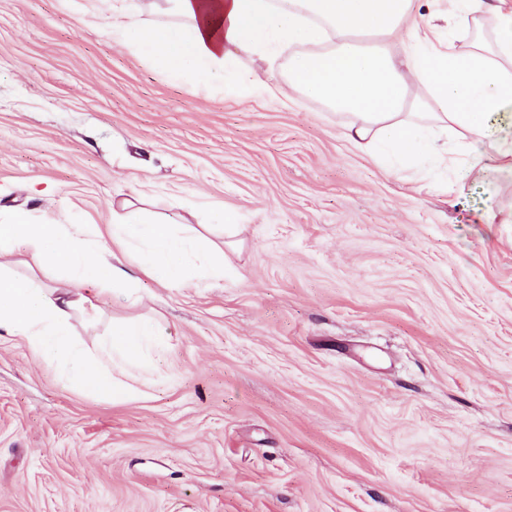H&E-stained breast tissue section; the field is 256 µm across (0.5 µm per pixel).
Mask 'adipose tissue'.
<instances>
[{
	"label": "adipose tissue",
	"instance_id": "ef3b65f1",
	"mask_svg": "<svg viewBox=\"0 0 512 512\" xmlns=\"http://www.w3.org/2000/svg\"><path fill=\"white\" fill-rule=\"evenodd\" d=\"M416 0H163L166 21L143 26L137 4L112 19V38L157 62L169 79L236 92L290 98L302 94L346 117L345 136L384 161L409 157L425 144L433 165L447 145L428 137L430 125L456 133L468 155L456 172L458 189L488 169L512 172V7L495 6L492 39L470 36L484 0H448L444 49L428 37L402 33ZM404 43L396 53V43ZM294 47L285 85H268L234 71L238 53L259 56L275 70L282 46ZM139 253L143 275L195 287L224 277V253L213 242L162 216L127 212L106 229L92 224H35L26 212L0 216V331L18 337L45 363L60 366L76 388L106 400L127 395L111 364L139 366L158 336L157 324L137 318L113 324L98 354L72 339L70 320L98 318L82 288L139 281L110 259L109 242ZM53 268L64 287L46 288L16 275L18 263Z\"/></svg>",
	"mask_w": 512,
	"mask_h": 512
}]
</instances>
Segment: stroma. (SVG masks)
Wrapping results in <instances>:
<instances>
[{
  "label": "stroma",
  "instance_id": "35a3bbf8",
  "mask_svg": "<svg viewBox=\"0 0 512 512\" xmlns=\"http://www.w3.org/2000/svg\"><path fill=\"white\" fill-rule=\"evenodd\" d=\"M301 94L171 81L62 0H0V209L123 204L224 250L200 288L94 287L117 403L0 335V512H512V173L388 170ZM236 214L222 225V212Z\"/></svg>",
  "mask_w": 512,
  "mask_h": 512
}]
</instances>
